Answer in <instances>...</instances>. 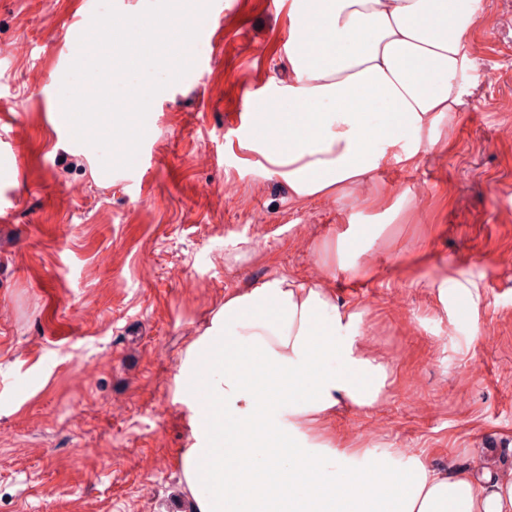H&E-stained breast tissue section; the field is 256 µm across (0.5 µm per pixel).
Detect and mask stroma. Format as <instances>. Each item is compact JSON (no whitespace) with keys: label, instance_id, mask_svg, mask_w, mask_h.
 Masks as SVG:
<instances>
[{"label":"stroma","instance_id":"obj_1","mask_svg":"<svg viewBox=\"0 0 512 512\" xmlns=\"http://www.w3.org/2000/svg\"><path fill=\"white\" fill-rule=\"evenodd\" d=\"M99 0H0V512H183L179 359L230 290L298 277L356 301L386 397L341 410L360 465L512 471V0H481L447 148L384 169L400 215L329 276L368 189L294 200L246 169L239 139L282 65L288 0H212L223 48L159 92L133 166L56 124L58 88ZM265 45L256 53L255 42ZM474 300L467 317L457 284ZM447 301H440V288Z\"/></svg>","mask_w":512,"mask_h":512}]
</instances>
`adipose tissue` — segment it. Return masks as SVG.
<instances>
[{
	"label": "adipose tissue",
	"mask_w": 512,
	"mask_h": 512,
	"mask_svg": "<svg viewBox=\"0 0 512 512\" xmlns=\"http://www.w3.org/2000/svg\"><path fill=\"white\" fill-rule=\"evenodd\" d=\"M479 11L480 0H291L288 78L253 114L267 135L240 145L299 201L372 186L383 221L348 214L330 244L337 270L350 245L377 239L399 214L379 170L415 167L439 146L462 103ZM312 26L318 36L301 43L297 31ZM364 316L329 288L284 276L225 293L176 377L188 512H512V476L494 456L443 468L417 459L395 471L358 467V449L336 451L337 408H373L390 385L388 366L365 346ZM241 351L249 365L238 364ZM196 376L198 393L186 386Z\"/></svg>",
	"instance_id": "adipose-tissue-1"
}]
</instances>
